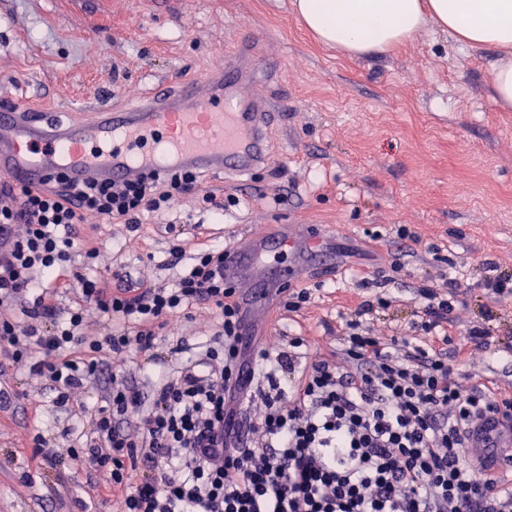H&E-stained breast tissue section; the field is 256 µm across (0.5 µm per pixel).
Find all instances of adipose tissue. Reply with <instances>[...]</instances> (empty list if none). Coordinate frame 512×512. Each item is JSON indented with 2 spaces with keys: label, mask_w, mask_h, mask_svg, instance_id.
I'll list each match as a JSON object with an SVG mask.
<instances>
[{
  "label": "adipose tissue",
  "mask_w": 512,
  "mask_h": 512,
  "mask_svg": "<svg viewBox=\"0 0 512 512\" xmlns=\"http://www.w3.org/2000/svg\"><path fill=\"white\" fill-rule=\"evenodd\" d=\"M324 46L366 56L409 41L427 24L473 48L512 49V0H293Z\"/></svg>",
  "instance_id": "adipose-tissue-1"
}]
</instances>
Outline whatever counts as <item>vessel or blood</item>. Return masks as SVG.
I'll use <instances>...</instances> for the list:
<instances>
[{
  "label": "vessel or blood",
  "instance_id": "vessel-or-blood-1",
  "mask_svg": "<svg viewBox=\"0 0 512 512\" xmlns=\"http://www.w3.org/2000/svg\"><path fill=\"white\" fill-rule=\"evenodd\" d=\"M251 58V46L243 45L223 67L177 92L159 86L132 109L97 103L90 107L91 121L73 125L53 123L22 100H7L0 105V176L35 185L60 171L76 182L136 181L171 167L228 181L252 175L267 160L266 122L279 103L249 92L256 79ZM314 241L309 228L297 224L254 235L247 246L227 248L224 277L243 289L255 310H263L272 290L288 287L299 272L278 264L270 287L258 288L248 271L278 263L280 254ZM482 423L503 448V460H511L512 423L492 413Z\"/></svg>",
  "mask_w": 512,
  "mask_h": 512
}]
</instances>
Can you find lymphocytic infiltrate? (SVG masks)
<instances>
[{
  "label": "lymphocytic infiltrate",
  "mask_w": 512,
  "mask_h": 512,
  "mask_svg": "<svg viewBox=\"0 0 512 512\" xmlns=\"http://www.w3.org/2000/svg\"><path fill=\"white\" fill-rule=\"evenodd\" d=\"M186 199L217 211L237 203L217 200L186 170L111 184H74L61 173L30 186L0 181V310L32 301L23 319L0 321V359L29 365L59 406L108 375L104 404L70 452L93 487L120 512H512V488L466 446L484 413L512 419V401L463 381L438 341L457 291L418 289L423 343L375 336L363 317L391 307L381 297L347 320L335 351L309 365L298 361V336L289 351L267 347L245 360L244 313L220 247L198 253L173 288L79 277L82 307L58 311L53 290L71 281L85 213L136 224ZM88 304L108 318L91 341ZM201 304L220 323L199 357L148 394L111 375L128 353L152 352L171 316ZM37 318L46 326H34ZM246 406L254 420L240 418Z\"/></svg>",
  "instance_id": "f902f5d3"
}]
</instances>
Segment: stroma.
I'll use <instances>...</instances> for the list:
<instances>
[{
    "instance_id": "35a3bbf8",
    "label": "stroma",
    "mask_w": 512,
    "mask_h": 512,
    "mask_svg": "<svg viewBox=\"0 0 512 512\" xmlns=\"http://www.w3.org/2000/svg\"><path fill=\"white\" fill-rule=\"evenodd\" d=\"M243 30L260 42V92L283 102L267 164L231 184L203 178L204 190L239 200L221 215L186 202L134 230L85 214L98 275L122 273L126 288L165 283L175 276L173 245L185 268L200 244L241 245L264 229L304 224L321 239L298 282L311 298L294 312L277 304L256 323L267 344L301 334L307 359H318L346 318L381 296L393 304L372 312L375 334L413 337L418 288L444 292L452 278L472 289L451 328L464 342L483 318L478 282L493 269L512 273V110L490 90L497 49L468 47L432 25L393 50L349 57L316 42L291 0H0V97L84 122L97 89L113 87L114 106L135 107L158 83L176 88L222 67ZM401 224L411 239L397 237ZM493 311L489 349L458 369L507 396L512 358L497 347L512 342V298ZM216 330L215 310L194 307L170 318L158 351L177 366ZM101 395L90 384L71 408H56L33 372L0 376V512H114L112 501L90 502L84 466L66 455L40 465L33 444L39 434L65 446L72 410H96Z\"/></svg>"
}]
</instances>
